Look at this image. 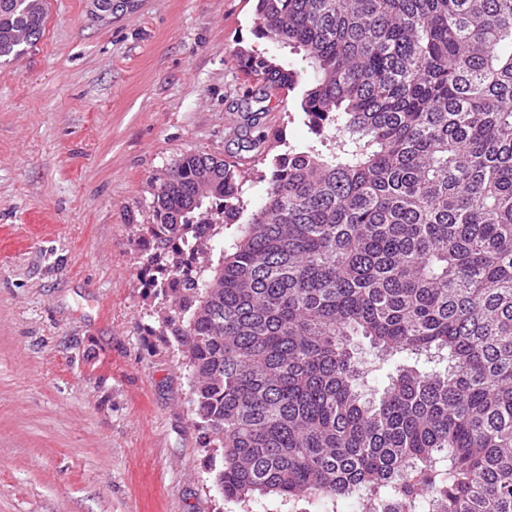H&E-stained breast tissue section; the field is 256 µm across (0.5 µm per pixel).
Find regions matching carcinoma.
<instances>
[{
  "label": "carcinoma",
  "instance_id": "cac0c4a2",
  "mask_svg": "<svg viewBox=\"0 0 512 512\" xmlns=\"http://www.w3.org/2000/svg\"><path fill=\"white\" fill-rule=\"evenodd\" d=\"M46 17L0 0V59ZM254 23L308 61L332 151L261 131L250 174L187 154L138 238L224 502L512 512V0H257ZM236 56L267 91L300 78Z\"/></svg>",
  "mask_w": 512,
  "mask_h": 512
}]
</instances>
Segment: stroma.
I'll use <instances>...</instances> for the list:
<instances>
[{"label": "stroma", "mask_w": 512, "mask_h": 512, "mask_svg": "<svg viewBox=\"0 0 512 512\" xmlns=\"http://www.w3.org/2000/svg\"><path fill=\"white\" fill-rule=\"evenodd\" d=\"M254 0H139L98 19L48 0L33 49L0 64V512H225L177 355L147 329L137 227L155 179L244 137L313 138L305 85L263 93L237 65ZM266 105L260 128L249 117Z\"/></svg>", "instance_id": "obj_1"}]
</instances>
